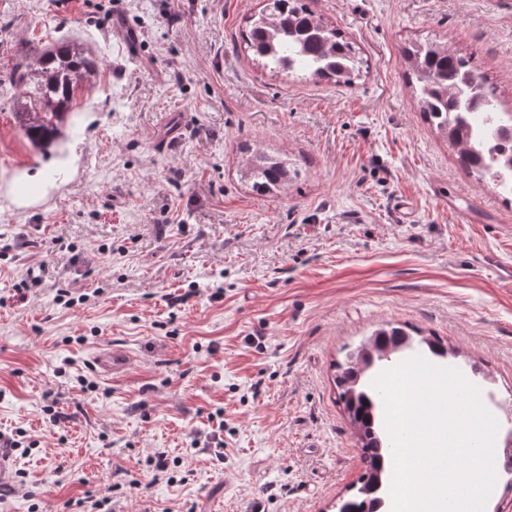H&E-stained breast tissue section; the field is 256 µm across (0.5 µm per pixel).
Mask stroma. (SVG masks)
<instances>
[{
    "instance_id": "obj_1",
    "label": "stroma",
    "mask_w": 512,
    "mask_h": 512,
    "mask_svg": "<svg viewBox=\"0 0 512 512\" xmlns=\"http://www.w3.org/2000/svg\"><path fill=\"white\" fill-rule=\"evenodd\" d=\"M313 7L368 63L351 86L255 63L261 0H0V433L28 444L0 512H336L364 471L337 366L388 323L512 399V197L425 121L402 56L447 42L512 109V0ZM60 39L100 71L40 148L9 73ZM255 146L300 176L252 191ZM130 355L128 352L119 349H113L100 353L95 364L105 373L117 375L123 373L129 365Z\"/></svg>"
}]
</instances>
